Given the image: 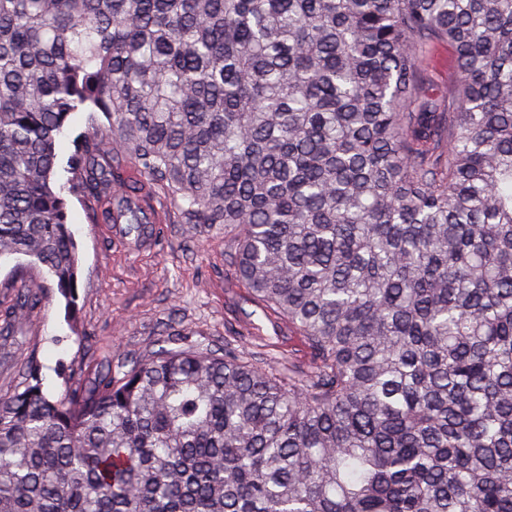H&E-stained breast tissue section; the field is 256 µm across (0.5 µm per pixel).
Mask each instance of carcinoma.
Listing matches in <instances>:
<instances>
[{
    "label": "carcinoma",
    "instance_id": "carcinoma-1",
    "mask_svg": "<svg viewBox=\"0 0 512 512\" xmlns=\"http://www.w3.org/2000/svg\"><path fill=\"white\" fill-rule=\"evenodd\" d=\"M72 196L224 227L309 362L32 364L0 512H512V0H0V258L71 318ZM18 276L1 336L47 292Z\"/></svg>",
    "mask_w": 512,
    "mask_h": 512
}]
</instances>
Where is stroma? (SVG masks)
Listing matches in <instances>:
<instances>
[{
  "instance_id": "35a3bbf8",
  "label": "stroma",
  "mask_w": 512,
  "mask_h": 512,
  "mask_svg": "<svg viewBox=\"0 0 512 512\" xmlns=\"http://www.w3.org/2000/svg\"><path fill=\"white\" fill-rule=\"evenodd\" d=\"M158 218L160 240L137 241L125 225L91 223L86 207L72 201L79 318L69 323L64 300L52 295L29 316L25 336L0 338V397L33 361L46 389L59 394L69 374H90L103 350L137 361L173 341L219 353L229 341L275 366L290 351L306 361L287 322L263 314L233 280L223 231L194 232L169 209H159Z\"/></svg>"
}]
</instances>
